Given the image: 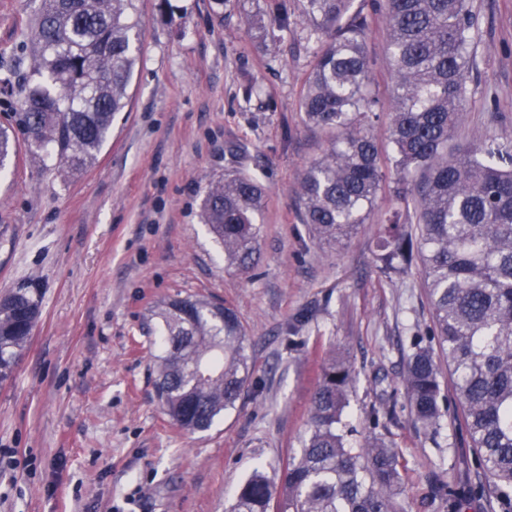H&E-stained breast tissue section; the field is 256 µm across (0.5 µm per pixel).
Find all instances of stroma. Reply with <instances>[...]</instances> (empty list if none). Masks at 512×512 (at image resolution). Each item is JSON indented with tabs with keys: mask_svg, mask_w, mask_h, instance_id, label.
Returning a JSON list of instances; mask_svg holds the SVG:
<instances>
[{
	"mask_svg": "<svg viewBox=\"0 0 512 512\" xmlns=\"http://www.w3.org/2000/svg\"><path fill=\"white\" fill-rule=\"evenodd\" d=\"M136 0L145 23L127 107L84 173L32 155L11 116L17 84L0 82V127L16 145L0 176V296L26 288L40 319L0 383V512H225L254 469L279 480L306 436L311 396L332 351L357 374L345 422L396 410L388 440L403 465L407 512H448L439 485L480 471L457 405L435 439L409 419L404 358L430 325L419 268L384 274L376 232L395 207L380 194L367 224L330 250L299 216L309 161L329 147L302 119L317 46L303 0H287L288 33L249 30L276 0ZM480 23L471 98L455 145L512 137V0H472ZM40 0H0V79L32 66ZM370 76L391 89L383 18L367 39ZM259 95L245 98V84ZM240 162L231 164L230 150ZM245 168L266 191L255 277L225 267L199 213L211 182ZM230 306L249 336L258 388L207 431L174 427L156 396L153 307L169 296Z\"/></svg>",
	"mask_w": 512,
	"mask_h": 512,
	"instance_id": "35a3bbf8",
	"label": "stroma"
}]
</instances>
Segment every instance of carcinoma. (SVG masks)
<instances>
[{
  "instance_id": "obj_1",
  "label": "carcinoma",
  "mask_w": 512,
  "mask_h": 512,
  "mask_svg": "<svg viewBox=\"0 0 512 512\" xmlns=\"http://www.w3.org/2000/svg\"><path fill=\"white\" fill-rule=\"evenodd\" d=\"M377 11L388 21L399 207L380 224L375 261L385 273L417 259L422 265L430 336L448 366L482 474L465 491L442 487L448 508L470 495L512 512V138L449 147L466 112L480 37L471 0H373L369 11L355 0H304L319 50L301 111L331 140L305 168L301 220L313 239L341 247L367 223L386 187L372 133L381 101L368 84L366 35ZM141 27L133 0H42L17 120L29 152H46L70 174L94 164L114 114L127 106ZM14 153L0 128V173ZM264 198L258 178L236 173L210 184L201 204L225 265L245 275L256 265ZM39 317L27 288L0 301V381ZM156 318L157 397L174 425L204 432L253 388L248 336L231 307L193 296L165 299ZM440 375L433 351L415 339L402 381L412 423L432 438L446 416ZM356 382L347 356L333 355L311 399L303 448L288 458L280 485L255 471L229 512H405L399 450L376 432L380 420L397 421L395 408L372 404L363 442L347 438L343 417Z\"/></svg>"
}]
</instances>
